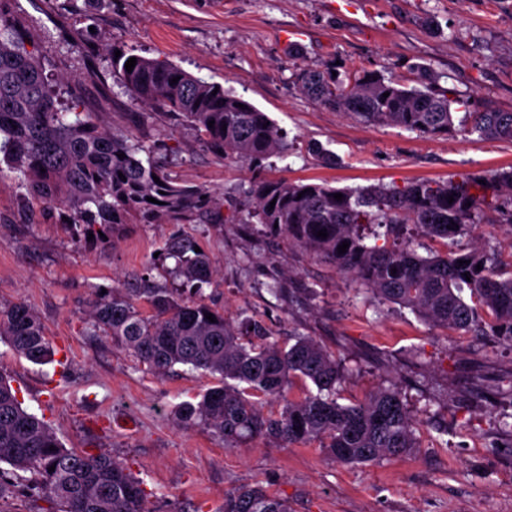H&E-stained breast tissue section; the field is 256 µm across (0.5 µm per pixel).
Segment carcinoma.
Wrapping results in <instances>:
<instances>
[{"label": "carcinoma", "mask_w": 512, "mask_h": 512, "mask_svg": "<svg viewBox=\"0 0 512 512\" xmlns=\"http://www.w3.org/2000/svg\"><path fill=\"white\" fill-rule=\"evenodd\" d=\"M131 57L126 51L112 57V71L124 87L145 105L186 118L215 156L251 162L285 150L269 116L224 86L140 55L129 73L125 63ZM295 79L310 97L360 123L423 135L449 133L458 124L469 135L512 141V112H473L468 101L449 97L424 69L411 88L367 71L335 77L330 70L300 68ZM59 97L36 48L29 47L25 23L0 7V173L5 168L14 173L27 202L59 208L68 218L65 228L80 242L90 233L92 244L110 240L126 224L196 219L206 204L200 190L174 180L148 147L113 136L93 113L81 111L79 101L58 106ZM459 112L463 116L456 122ZM336 193L343 198L335 199ZM247 194L258 223L277 226L288 240L363 285L360 292L375 308L390 303L435 326L512 341V262H504L492 245L456 241L490 216L512 227V170L359 189L256 179ZM363 224H384L393 239L370 245L360 232ZM408 224L447 241L445 253L420 256L400 235ZM322 229L325 238L317 236ZM344 242L349 247L340 254ZM195 246L192 238L175 235L160 253L161 260L174 261L172 273L190 285L188 292L143 278L138 288L94 289L89 311L91 328L111 336L155 374L186 366L218 380L198 402L177 407L182 424H203L228 446L258 438L281 447L318 443L345 465L399 457L419 447L397 390L384 388L363 401L341 404L336 384L342 374L322 345L298 334L293 344L282 346L258 322L236 325L206 302L202 285L209 282L212 262ZM207 313L215 322L205 318ZM244 329L256 340L241 342ZM1 339L34 364L54 356L41 320L22 302L0 306ZM296 378L310 380L316 392L289 398ZM258 397L283 401L280 413L264 415ZM0 464L10 467L0 470V499L22 488L57 503L60 512H149L142 482L121 460L105 451L65 447L44 419L22 407L1 374ZM224 512L290 509L255 485L229 493Z\"/></svg>", "instance_id": "cac0c4a2"}]
</instances>
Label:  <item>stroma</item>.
<instances>
[{
    "label": "stroma",
    "instance_id": "obj_1",
    "mask_svg": "<svg viewBox=\"0 0 512 512\" xmlns=\"http://www.w3.org/2000/svg\"><path fill=\"white\" fill-rule=\"evenodd\" d=\"M49 77L102 127L166 158L177 181L208 199L194 224H130L113 241H74L56 210L35 211L0 173V305L27 304L55 350L37 365L0 341L24 409L68 448L106 451L143 484L150 512H224L227 493L261 485L291 512H512V342L461 336L410 309L375 313L353 283L251 218L255 176L336 187L404 185L512 167V143L462 131L424 136L362 125L302 93L297 68L370 71L413 86L426 67L472 108L512 112V0H9ZM125 49L222 84L266 112L287 156L252 165L201 147L183 117L144 108L112 72ZM147 111L144 123L134 115ZM335 155L325 163L310 150ZM214 261L203 287L227 317L262 321L275 340H316L344 370L341 403L397 387L419 446L402 459L342 465L318 445L239 447L182 427L211 377L186 367L160 377L89 325L96 287L147 272L182 288L156 254L172 234ZM279 281L281 293L268 291Z\"/></svg>",
    "mask_w": 512,
    "mask_h": 512
}]
</instances>
